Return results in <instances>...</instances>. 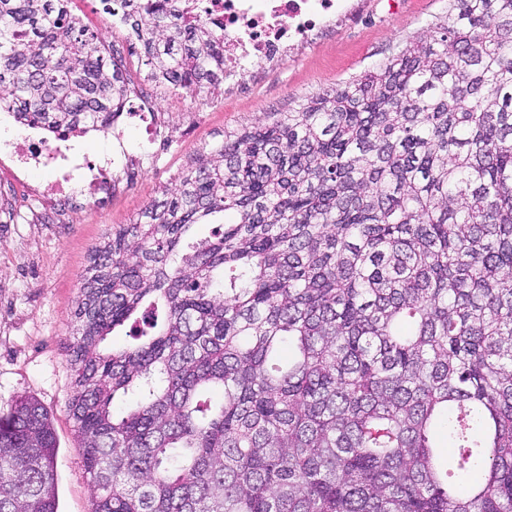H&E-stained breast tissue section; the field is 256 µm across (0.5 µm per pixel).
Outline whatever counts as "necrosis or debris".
I'll return each mask as SVG.
<instances>
[{
	"instance_id": "1",
	"label": "necrosis or debris",
	"mask_w": 512,
	"mask_h": 512,
	"mask_svg": "<svg viewBox=\"0 0 512 512\" xmlns=\"http://www.w3.org/2000/svg\"><path fill=\"white\" fill-rule=\"evenodd\" d=\"M179 10L224 31V78L237 80L245 63L264 67L282 62L298 47L316 44L356 15L350 0H179ZM116 158L97 164L71 157L67 145L49 139L39 125L0 149V167H7L16 187L33 197L47 194L72 198L74 181H85L93 201L112 195L111 171ZM66 166L61 178L33 188L30 168Z\"/></svg>"
}]
</instances>
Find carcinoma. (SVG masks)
<instances>
[{"label":"carcinoma","mask_w":512,"mask_h":512,"mask_svg":"<svg viewBox=\"0 0 512 512\" xmlns=\"http://www.w3.org/2000/svg\"><path fill=\"white\" fill-rule=\"evenodd\" d=\"M69 2L0 0V109L60 139L127 99ZM102 2L156 79L224 77V33L176 0ZM143 217L94 250L68 350L91 512H512V0H448L360 78L224 133ZM129 320L139 343L102 349ZM56 452L18 397L0 512H58Z\"/></svg>","instance_id":"cac0c4a2"}]
</instances>
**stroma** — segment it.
<instances>
[{
    "instance_id": "1",
    "label": "stroma",
    "mask_w": 512,
    "mask_h": 512,
    "mask_svg": "<svg viewBox=\"0 0 512 512\" xmlns=\"http://www.w3.org/2000/svg\"><path fill=\"white\" fill-rule=\"evenodd\" d=\"M369 12L349 29L277 70L246 64L235 87L188 92L152 78L144 50L102 0H71V12L103 39L106 52L130 80V103L160 104L156 132L145 123L118 122L115 131L75 137L91 156L124 145L128 168L112 171L111 198L86 207L79 199L41 198L28 203L16 190H0V413L19 396L47 410L58 443L59 512H91L92 488L68 411L74 376L66 346L79 288L94 247L113 226L141 217L200 156L219 149L225 131L284 112L335 88L385 59L406 38L427 33L448 0H369Z\"/></svg>"
}]
</instances>
